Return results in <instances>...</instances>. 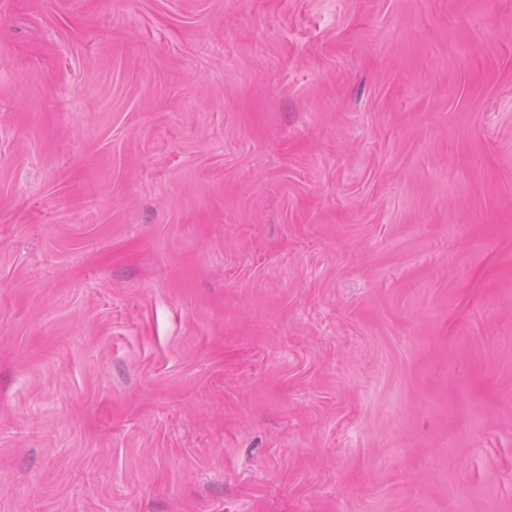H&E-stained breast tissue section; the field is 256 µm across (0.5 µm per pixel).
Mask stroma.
<instances>
[{"label": "stroma", "instance_id": "obj_1", "mask_svg": "<svg viewBox=\"0 0 512 512\" xmlns=\"http://www.w3.org/2000/svg\"><path fill=\"white\" fill-rule=\"evenodd\" d=\"M0 512H512V0H0Z\"/></svg>", "mask_w": 512, "mask_h": 512}]
</instances>
